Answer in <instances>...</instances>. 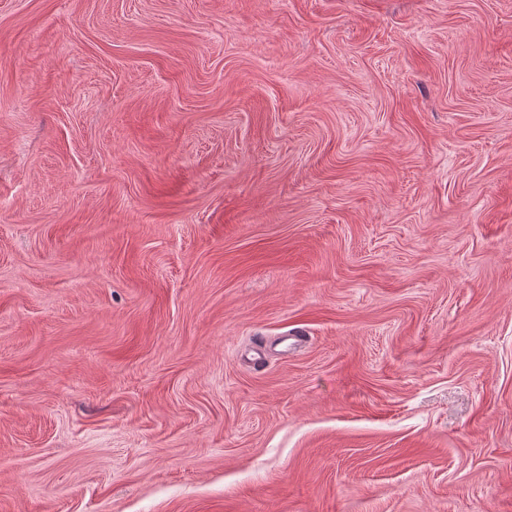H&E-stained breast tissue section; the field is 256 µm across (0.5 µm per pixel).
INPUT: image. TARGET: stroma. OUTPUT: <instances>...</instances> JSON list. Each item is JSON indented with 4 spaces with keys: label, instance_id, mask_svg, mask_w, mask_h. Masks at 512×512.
<instances>
[{
    "label": "stroma",
    "instance_id": "obj_1",
    "mask_svg": "<svg viewBox=\"0 0 512 512\" xmlns=\"http://www.w3.org/2000/svg\"><path fill=\"white\" fill-rule=\"evenodd\" d=\"M0 512H512V0H0Z\"/></svg>",
    "mask_w": 512,
    "mask_h": 512
}]
</instances>
